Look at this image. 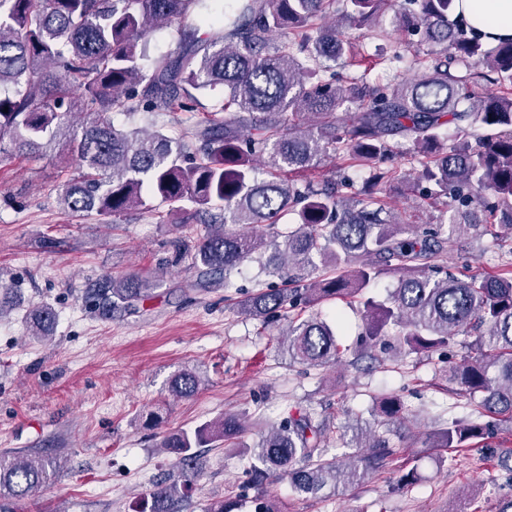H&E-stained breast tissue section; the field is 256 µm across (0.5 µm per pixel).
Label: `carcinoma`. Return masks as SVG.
Segmentation results:
<instances>
[{
	"label": "carcinoma",
	"mask_w": 512,
	"mask_h": 512,
	"mask_svg": "<svg viewBox=\"0 0 512 512\" xmlns=\"http://www.w3.org/2000/svg\"><path fill=\"white\" fill-rule=\"evenodd\" d=\"M0 0V158L32 159L60 146L62 162L79 166L59 182L58 202L72 213L120 216L132 209L182 213L204 224L192 245L177 240L178 259L198 270L199 284L228 276L245 262L280 280L237 303L264 323L287 324L289 362L325 368L350 351L373 350L381 367L412 354L445 353L465 336V352L439 374L448 391L473 404L423 435L428 448H481L507 463L512 440L492 447L498 431L512 435V249L485 276L455 273L443 262L451 238L474 232L494 245L512 238V39L491 46L458 15L455 0H342L341 14L361 35L328 22L336 0ZM390 12L401 31L420 34L406 45L416 75L390 83L364 72L341 79L332 63L353 58L362 40L381 36ZM208 31H202V27ZM170 28L178 51L144 63L145 45ZM486 82L506 93L477 91ZM222 89L210 111L197 94ZM468 103L460 108L462 103ZM181 112L176 138L156 129L127 131L116 114ZM468 139L448 145L449 125ZM399 157L418 164L412 183L427 198H446L449 223L404 224L381 196L406 180ZM334 163L319 179L323 162ZM297 212L288 233L279 216ZM383 274L396 276L386 298L365 290ZM138 276L100 279L86 296L105 315L150 299ZM353 299L363 306L355 346L336 326L299 310L313 302ZM55 311L30 318L31 335L48 339ZM189 370L168 386L176 399L198 392ZM372 412L401 422L393 394L373 398ZM254 422L225 414L191 433L163 435L159 447L177 454L181 470L146 495L143 512H180L197 474L193 449L243 436ZM325 421L310 412L270 426L254 448L253 486L286 477L303 493L351 482L357 470L378 472L398 453L374 435L356 443L351 460L327 457ZM56 460L0 453V512L48 487ZM207 512H280L259 493L209 504Z\"/></svg>",
	"instance_id": "obj_1"
}]
</instances>
